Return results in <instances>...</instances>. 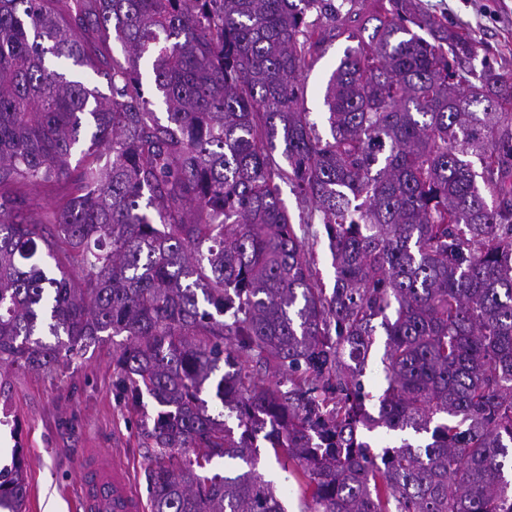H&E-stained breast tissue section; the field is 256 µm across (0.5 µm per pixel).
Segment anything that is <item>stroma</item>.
I'll list each match as a JSON object with an SVG mask.
<instances>
[{"label": "stroma", "mask_w": 512, "mask_h": 512, "mask_svg": "<svg viewBox=\"0 0 512 512\" xmlns=\"http://www.w3.org/2000/svg\"><path fill=\"white\" fill-rule=\"evenodd\" d=\"M429 12L463 27L495 67L512 70V0H422ZM351 41L323 44L306 73V106L313 119L324 110L332 71ZM116 345L101 342L84 355L62 360L56 371L10 368L0 377V466L21 444L28 482L26 512H76L85 451L105 450L125 469L133 488L148 496L150 442L144 433L158 411L151 397L128 406L115 386Z\"/></svg>", "instance_id": "1"}]
</instances>
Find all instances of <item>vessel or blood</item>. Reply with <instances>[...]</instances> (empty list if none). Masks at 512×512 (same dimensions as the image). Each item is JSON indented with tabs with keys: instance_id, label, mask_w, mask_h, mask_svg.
Returning a JSON list of instances; mask_svg holds the SVG:
<instances>
[{
	"instance_id": "vessel-or-blood-1",
	"label": "vessel or blood",
	"mask_w": 512,
	"mask_h": 512,
	"mask_svg": "<svg viewBox=\"0 0 512 512\" xmlns=\"http://www.w3.org/2000/svg\"><path fill=\"white\" fill-rule=\"evenodd\" d=\"M80 481L82 512H145L143 499L132 489L128 474L109 466L104 457L85 462Z\"/></svg>"
}]
</instances>
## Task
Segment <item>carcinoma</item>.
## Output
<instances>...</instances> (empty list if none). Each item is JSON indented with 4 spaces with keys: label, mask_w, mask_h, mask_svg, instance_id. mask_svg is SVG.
<instances>
[{
    "label": "carcinoma",
    "mask_w": 512,
    "mask_h": 512,
    "mask_svg": "<svg viewBox=\"0 0 512 512\" xmlns=\"http://www.w3.org/2000/svg\"><path fill=\"white\" fill-rule=\"evenodd\" d=\"M372 5L0 0V367L52 372L126 336L116 388L160 406L151 512H287L260 441L300 512H512V71L419 0ZM350 25L324 139L301 77ZM112 38L126 56L107 62ZM60 181L69 195L26 221L23 188ZM315 222L329 293L306 248ZM378 427L431 437L378 449L361 438ZM26 497L16 448L0 512ZM316 260V268L325 288L333 287L335 269L332 265V256L329 240L322 224H314L309 239L306 240ZM385 341V336H378V351L374 353V355L369 359L368 366L366 367V374L364 379L366 391L372 393V395H377L378 393V378L379 374L382 371V366L380 363V356L383 351V344ZM260 452V472L267 479L275 481L281 491L288 512L300 511L297 486L293 477L281 470L272 452L267 451L266 448H260Z\"/></svg>",
    "instance_id": "cac0c4a2"
}]
</instances>
